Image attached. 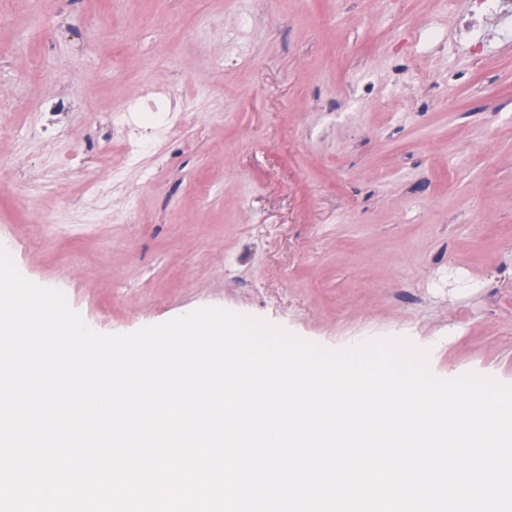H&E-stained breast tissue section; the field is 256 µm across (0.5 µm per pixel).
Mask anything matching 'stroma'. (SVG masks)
Listing matches in <instances>:
<instances>
[{
	"mask_svg": "<svg viewBox=\"0 0 512 512\" xmlns=\"http://www.w3.org/2000/svg\"><path fill=\"white\" fill-rule=\"evenodd\" d=\"M489 51L444 0H0V247L102 334L217 306L512 385V41ZM166 74L209 95L133 159L112 113Z\"/></svg>",
	"mask_w": 512,
	"mask_h": 512,
	"instance_id": "1",
	"label": "stroma"
}]
</instances>
